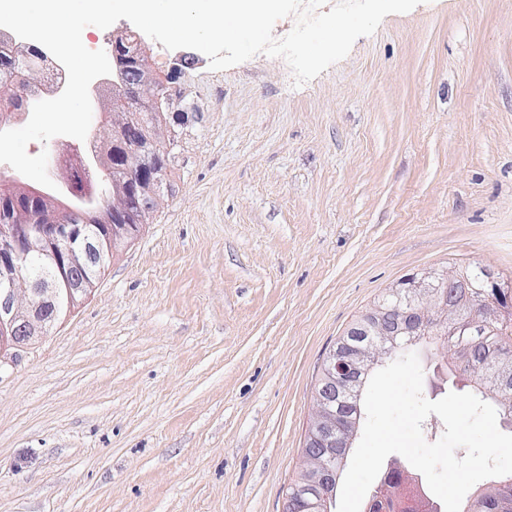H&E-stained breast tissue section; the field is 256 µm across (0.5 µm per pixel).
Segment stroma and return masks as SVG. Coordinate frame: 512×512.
<instances>
[{"label": "stroma", "instance_id": "obj_1", "mask_svg": "<svg viewBox=\"0 0 512 512\" xmlns=\"http://www.w3.org/2000/svg\"><path fill=\"white\" fill-rule=\"evenodd\" d=\"M175 74L146 224L0 370V512H284L323 363L386 289L512 283V0H422L294 87L264 54ZM423 394L463 392L439 342Z\"/></svg>", "mask_w": 512, "mask_h": 512}]
</instances>
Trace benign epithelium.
I'll list each match as a JSON object with an SVG mask.
<instances>
[{"label":"benign epithelium","instance_id":"1","mask_svg":"<svg viewBox=\"0 0 512 512\" xmlns=\"http://www.w3.org/2000/svg\"><path fill=\"white\" fill-rule=\"evenodd\" d=\"M136 50L125 52L124 42L113 44V63L119 71L135 61L144 63L150 46L135 38ZM174 75L154 79L147 75L143 97L159 83L163 90L166 108H171L177 93L173 90ZM126 167L135 171L133 177L121 185L113 194L115 204L128 198L136 201L138 209L150 212L159 192V168L166 165L167 155L158 151L152 139L124 149ZM18 194L40 199L45 204V220L40 224L0 225V329L7 335L0 336V366L12 359L14 352L30 341L44 335L52 326V311L56 309L62 292L75 298L88 291L85 278L76 275L94 265L101 247V230L95 224H62L58 219L61 202L49 196L43 189L20 179H14ZM112 228V240L131 237L135 225L122 223L123 214L112 212L106 217ZM49 253L55 274L34 278L28 274L31 260L38 254ZM68 282L69 288H59L60 279ZM455 276L448 272H423L412 277L407 284L394 290L397 302L378 309V319L358 323L352 335L362 337L357 343H341L327 356L317 398L320 416L309 428V442L323 449L324 457L318 466L311 469L294 494L287 496V503L303 504L305 512H328V503L336 490V458H345L343 445L336 443V405L347 407L351 426H356L361 417L360 391L363 375L367 374L372 354L389 353L399 344L412 345L419 339L422 323L431 312L447 309L446 296L440 287L452 282ZM512 379V366L496 363L485 373L490 386H499ZM402 486L401 470L392 468L386 475L381 489L396 503L407 502V495L399 496L396 490Z\"/></svg>","mask_w":512,"mask_h":512}]
</instances>
